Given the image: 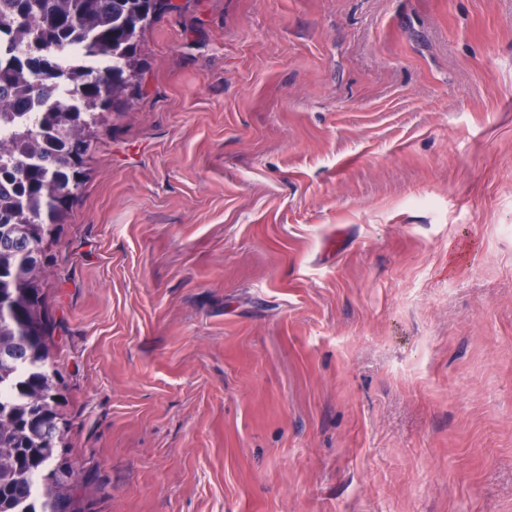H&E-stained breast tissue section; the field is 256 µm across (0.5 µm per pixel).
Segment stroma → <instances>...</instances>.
Segmentation results:
<instances>
[{
  "label": "stroma",
  "mask_w": 512,
  "mask_h": 512,
  "mask_svg": "<svg viewBox=\"0 0 512 512\" xmlns=\"http://www.w3.org/2000/svg\"><path fill=\"white\" fill-rule=\"evenodd\" d=\"M45 290L85 512H512V0H178Z\"/></svg>",
  "instance_id": "1"
}]
</instances>
